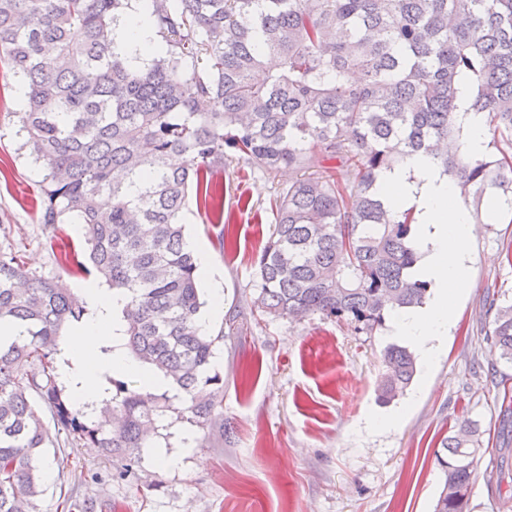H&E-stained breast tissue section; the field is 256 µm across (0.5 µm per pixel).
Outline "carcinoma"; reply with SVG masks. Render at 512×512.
Returning a JSON list of instances; mask_svg holds the SVG:
<instances>
[{"label": "carcinoma", "mask_w": 512, "mask_h": 512, "mask_svg": "<svg viewBox=\"0 0 512 512\" xmlns=\"http://www.w3.org/2000/svg\"><path fill=\"white\" fill-rule=\"evenodd\" d=\"M129 0H0V69L28 87L20 149L43 170L41 223L83 225L78 274L126 292L124 346L172 379L181 404L103 373L105 411L76 407L56 356L86 312L60 278L0 252V321L26 331L0 342V512H39V462L56 433L130 473L167 416L203 431L222 408L213 366L224 334L252 318L319 315L372 334L389 309L423 303L412 277L415 213H392L377 182L407 158L436 160L464 200L512 213V0H150L161 52L140 70L114 44ZM497 136L480 156L451 155L464 120ZM179 155L183 165L169 159ZM300 176L276 194L257 256L255 292L228 331L202 330L198 263L185 247L189 191L218 225L226 162ZM487 341L512 364V303ZM379 397L413 381L405 347L384 352ZM445 479L434 512H469L482 448L475 424L441 441Z\"/></svg>", "instance_id": "carcinoma-1"}]
</instances>
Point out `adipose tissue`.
<instances>
[{"instance_id":"ef3b65f1","label":"adipose tissue","mask_w":512,"mask_h":512,"mask_svg":"<svg viewBox=\"0 0 512 512\" xmlns=\"http://www.w3.org/2000/svg\"><path fill=\"white\" fill-rule=\"evenodd\" d=\"M144 0H132L126 14L117 22L115 41L129 64L149 62V50L159 44ZM379 193L392 210L415 209L418 233L415 246L420 260L413 269L415 278L432 284L433 292L418 306L394 311L389 333L407 342L420 354L424 365L439 358L456 315V304L471 283L466 248L476 226L471 213L459 203L452 185L437 164L419 155L406 164L386 171L378 181ZM84 300L88 313L64 336L59 346L82 360L85 373L75 390L79 402L97 399L98 354L101 346L112 349L111 365L119 372H141L138 363L128 359L121 347L123 309L127 299L122 291L86 286ZM146 390L164 386L163 376L141 372Z\"/></svg>"}]
</instances>
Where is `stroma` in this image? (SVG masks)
Instances as JSON below:
<instances>
[{"instance_id":"stroma-1","label":"stroma","mask_w":512,"mask_h":512,"mask_svg":"<svg viewBox=\"0 0 512 512\" xmlns=\"http://www.w3.org/2000/svg\"><path fill=\"white\" fill-rule=\"evenodd\" d=\"M15 85L0 81V251L21 250L29 267L81 289L59 255L80 247L83 227L40 224L35 212L42 170L20 151ZM293 169L266 177L235 162L217 176L224 187V227L203 210L185 216V233L207 252L224 284V313L253 293V260L273 222L270 202ZM55 249H48V238ZM472 286L433 367L417 364L403 396L384 403L378 385L393 340L314 315L249 321L225 339L214 364L224 375L222 422L207 430L165 420L126 479L112 461L57 437L43 460L41 512H68L67 500L110 504L112 512H433L442 489L437 460L449 427L464 420L482 433L483 454L470 491V512H502L497 481L502 449L500 411L512 405L499 360L483 328L489 301L512 302V223L477 225L467 246ZM397 425L374 429L375 416Z\"/></svg>"}]
</instances>
